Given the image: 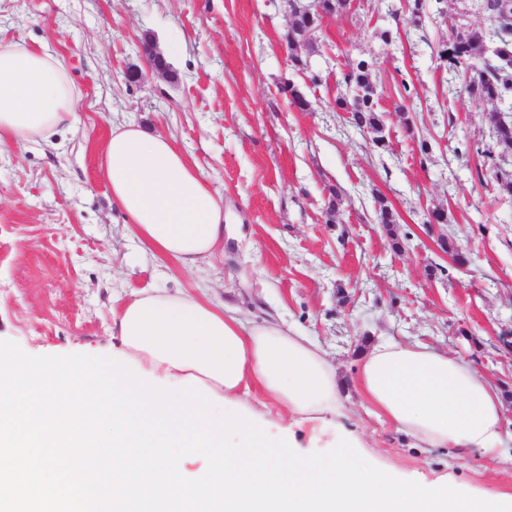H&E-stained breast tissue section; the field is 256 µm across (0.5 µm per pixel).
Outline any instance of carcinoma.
Returning a JSON list of instances; mask_svg holds the SVG:
<instances>
[{"label":"carcinoma","mask_w":512,"mask_h":512,"mask_svg":"<svg viewBox=\"0 0 512 512\" xmlns=\"http://www.w3.org/2000/svg\"><path fill=\"white\" fill-rule=\"evenodd\" d=\"M291 21L282 40L286 43L292 65L300 72L308 70V58L316 52L315 43H306L301 52L294 51V42L320 25L323 15L333 8L345 7V0H289ZM479 8L488 16L491 28L487 34L461 27L448 40L437 46V56L448 71L462 78L463 87L472 98L496 104L487 113L500 154L512 153V119L504 121L501 109L512 108V0H481ZM376 63L361 59L346 65L338 84L357 98L338 94L333 99L336 110L347 112L355 127L373 134L372 143L378 149L387 147L384 136V115L377 105L374 81ZM376 220L388 228L397 223L395 213L380 196L375 198Z\"/></svg>","instance_id":"obj_1"}]
</instances>
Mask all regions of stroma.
<instances>
[{"instance_id": "obj_1", "label": "stroma", "mask_w": 512, "mask_h": 512, "mask_svg": "<svg viewBox=\"0 0 512 512\" xmlns=\"http://www.w3.org/2000/svg\"><path fill=\"white\" fill-rule=\"evenodd\" d=\"M425 4L418 28L405 22L408 0H354L325 17L311 64L328 79L316 87L286 55L288 0H0V44L58 58L76 94L49 140L0 152V340L35 357L108 351L118 298L201 289L320 346L343 382L344 422L374 466L512 495V196L484 156L490 103L435 55L455 29L483 33L489 20L474 0ZM147 42L175 44L169 70L130 81L148 68ZM359 59L377 66L383 151L329 107L335 72ZM290 85L310 111L290 106ZM125 123L172 138L224 203V250L194 272L157 260L112 203L100 147ZM379 196L399 215L392 228L376 221ZM434 209L446 217L437 229L426 222ZM456 251L468 266L454 264ZM379 342L425 344L483 373L504 394L505 453L425 448L379 415L354 385Z\"/></svg>"}]
</instances>
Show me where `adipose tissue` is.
<instances>
[{
  "label": "adipose tissue",
  "mask_w": 512,
  "mask_h": 512,
  "mask_svg": "<svg viewBox=\"0 0 512 512\" xmlns=\"http://www.w3.org/2000/svg\"><path fill=\"white\" fill-rule=\"evenodd\" d=\"M75 104L60 60L0 45V149L48 136ZM99 172L113 204L153 254L190 272L223 247L224 208L168 137L134 123L113 127ZM112 327L120 353L162 380L196 377L213 394L246 407L263 395L292 424L321 429L341 415L334 365L280 322H247L234 309L154 288L113 309ZM356 383L416 442L487 456L503 452L501 397L461 358L425 345L382 342L362 357Z\"/></svg>",
  "instance_id": "adipose-tissue-1"
}]
</instances>
